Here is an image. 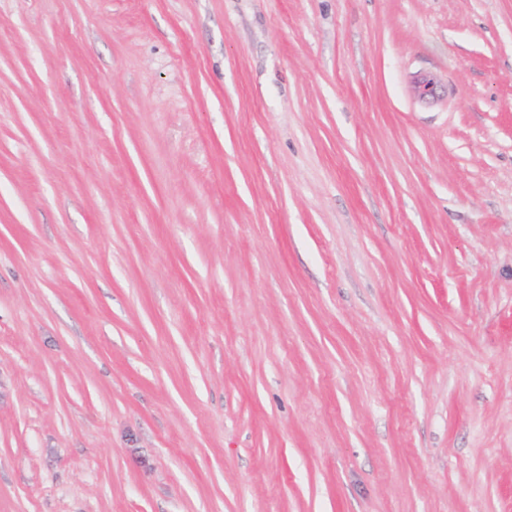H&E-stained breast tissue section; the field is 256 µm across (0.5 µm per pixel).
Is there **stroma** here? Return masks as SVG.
<instances>
[{"label":"stroma","instance_id":"35a3bbf8","mask_svg":"<svg viewBox=\"0 0 512 512\" xmlns=\"http://www.w3.org/2000/svg\"><path fill=\"white\" fill-rule=\"evenodd\" d=\"M0 512H512V0H0Z\"/></svg>","mask_w":512,"mask_h":512}]
</instances>
